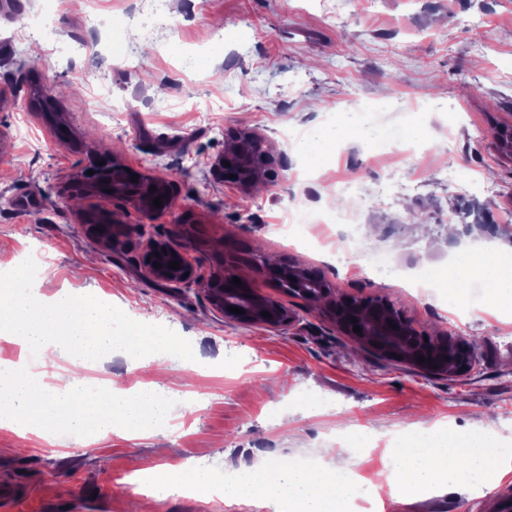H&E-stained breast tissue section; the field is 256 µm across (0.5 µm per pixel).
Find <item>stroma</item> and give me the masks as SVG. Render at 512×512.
<instances>
[{
	"mask_svg": "<svg viewBox=\"0 0 512 512\" xmlns=\"http://www.w3.org/2000/svg\"><path fill=\"white\" fill-rule=\"evenodd\" d=\"M149 0H20L0 14V273L41 255L34 285L46 297L86 288L131 318L188 339L202 368L170 356L156 363L159 394L174 399L165 448L124 430L105 436L36 437L0 429V489L16 512H139L133 465L162 469L193 459L217 473L260 468L272 455L316 458L340 433L369 453L344 455L371 488L385 491L390 434L423 418L458 431L512 426V319L482 303V289L421 293L361 259L339 267L279 239L283 202L330 212L340 183L361 196L364 247L416 276L448 264L445 229L484 232L512 246V162L496 151L493 128L512 125V0H167L168 28L145 37ZM51 15L67 52L14 37L28 14ZM37 56L35 69L22 58ZM372 112L353 125L336 104ZM412 129L393 143L385 131ZM338 135L321 159L314 141ZM232 129L258 132L275 159L241 210L238 192L213 173ZM171 179L175 204L152 220L120 199L64 197L69 175L91 157ZM120 234L103 245L88 213ZM423 216L416 235L409 213ZM159 223L195 262L199 281L160 284L139 261ZM272 257L321 274L338 292L382 295L417 330L479 338L485 353L468 373L433 377L354 349L320 305L291 297L254 273ZM231 268L296 317L284 331L225 322L207 279ZM140 370L121 355L87 362L89 384H132ZM512 489L452 484L412 497L396 512H497ZM150 512H259L218 496L159 495Z\"/></svg>",
	"mask_w": 512,
	"mask_h": 512,
	"instance_id": "1",
	"label": "stroma"
}]
</instances>
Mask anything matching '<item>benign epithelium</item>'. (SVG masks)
<instances>
[{"mask_svg":"<svg viewBox=\"0 0 512 512\" xmlns=\"http://www.w3.org/2000/svg\"><path fill=\"white\" fill-rule=\"evenodd\" d=\"M231 148L225 150L214 167V173L224 183L235 187L241 193L250 192L265 171L274 163L273 157L265 149L263 138L254 131L235 130L229 134ZM93 174H87L88 170ZM135 171L114 158L103 165L85 167L79 174L68 179L64 192L71 195L91 197L105 182H122L124 193L119 198L134 205L143 213L157 217L169 213L175 200L174 184L165 178L138 174V182L131 181ZM234 178H229V175ZM155 191H150L151 187ZM163 197V206H154V199ZM177 261L180 269L174 270L169 263ZM160 267H155V264ZM144 275L161 283H191L198 278L197 267L184 250L173 247L167 239L150 237L146 240L141 257ZM298 265L293 263H270L261 259L256 265V274L297 287L300 279ZM235 274L225 272L224 277L212 281L210 300L227 321L245 325H261L271 329H285L294 323L292 313L280 301L257 291L249 278H241L242 284L233 282ZM299 293L305 299L316 295L325 301L324 312L336 327L352 340L365 345L371 351L392 358L398 353L401 362L418 372L431 376H460L464 369L471 368L482 357L479 348L470 347L468 358L459 360L451 356L450 348L464 342L457 336L450 341H442L432 346L423 342L420 332L405 314L390 301L379 296H349L331 288L325 280H320L316 290L302 288ZM243 309L239 315L229 311V307ZM269 316L264 317L262 313ZM356 322H351V319ZM396 327H390V324ZM358 326L360 332L353 331ZM431 358V362L420 364L418 356Z\"/></svg>","mask_w":512,"mask_h":512,"instance_id":"1","label":"benign epithelium"}]
</instances>
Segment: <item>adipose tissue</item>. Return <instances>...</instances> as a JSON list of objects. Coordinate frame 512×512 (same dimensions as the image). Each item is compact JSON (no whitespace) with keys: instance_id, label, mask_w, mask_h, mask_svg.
I'll return each mask as SVG.
<instances>
[{"instance_id":"1","label":"adipose tissue","mask_w":512,"mask_h":512,"mask_svg":"<svg viewBox=\"0 0 512 512\" xmlns=\"http://www.w3.org/2000/svg\"><path fill=\"white\" fill-rule=\"evenodd\" d=\"M473 277L483 281L488 306L512 315V251L494 257L478 242L449 246L446 274H432L430 282L462 289ZM504 456L496 437L487 432L462 436L443 427L426 442L406 432L399 449L389 453L394 475L391 500L397 503L403 494L438 489L471 475L499 482ZM142 478L169 492L189 490L208 496L220 491L226 503H247L261 512H352L354 488L342 467L303 466L274 458L263 468L242 471L222 484L206 468L182 465L146 470Z\"/></svg>"}]
</instances>
